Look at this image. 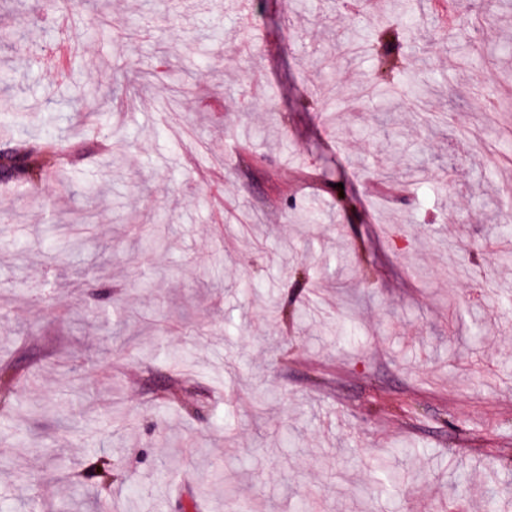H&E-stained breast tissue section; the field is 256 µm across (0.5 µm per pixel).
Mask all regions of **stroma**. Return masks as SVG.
<instances>
[{"label":"stroma","mask_w":512,"mask_h":512,"mask_svg":"<svg viewBox=\"0 0 512 512\" xmlns=\"http://www.w3.org/2000/svg\"><path fill=\"white\" fill-rule=\"evenodd\" d=\"M240 1L0 0V140L51 123L64 168L0 182V512H512V11L462 67L420 4L387 113L332 47L384 10ZM137 64L107 124L78 116Z\"/></svg>","instance_id":"35a3bbf8"}]
</instances>
